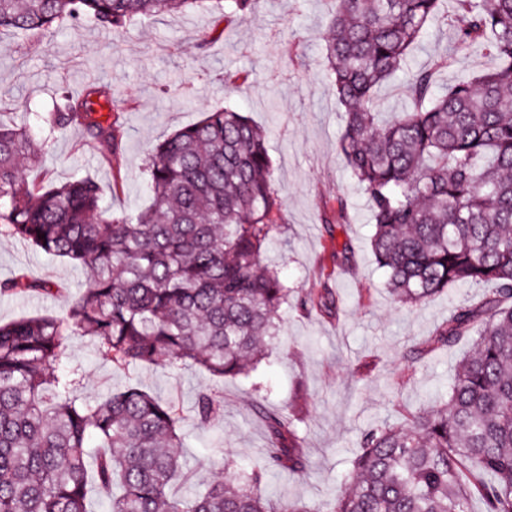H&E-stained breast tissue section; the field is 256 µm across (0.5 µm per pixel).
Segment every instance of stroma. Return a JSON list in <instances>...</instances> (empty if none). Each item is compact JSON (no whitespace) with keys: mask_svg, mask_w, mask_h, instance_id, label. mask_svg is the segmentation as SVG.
<instances>
[{"mask_svg":"<svg viewBox=\"0 0 512 512\" xmlns=\"http://www.w3.org/2000/svg\"><path fill=\"white\" fill-rule=\"evenodd\" d=\"M334 0H257L251 16L225 23L218 8L159 15L125 29L93 21L62 23L40 37L0 31V113L39 134L38 113L59 87L83 94L90 80L112 87L123 110L118 169H111L96 142L77 127L55 134L49 148L22 173L26 185L62 183L91 176L112 210L141 208L149 193L142 169L168 135L230 105L265 129L284 222L266 245L267 265L278 269L298 295L332 289L336 307L282 308L279 334L251 378L216 380L190 364L118 370L88 336L73 339L86 370L88 396L135 385L183 416L180 453L189 473L178 495L204 490L224 477V456L234 469L261 466L268 432L258 407L287 413L298 426L308 458L304 472H269L262 491L277 504H305L327 512L348 488L364 430L381 423L402 426L432 395L445 394L469 340L421 355L423 341L457 306L477 302L485 287L461 286L419 308L397 303L371 250L373 227L366 199L336 151L343 109L324 76V36ZM452 28L430 23L404 69L377 92L379 111H406L412 72L451 53L441 85L489 68L479 51H453ZM122 184H114V173ZM348 221H337L340 201ZM24 274L48 279L65 297L78 298L86 269L0 235V282ZM57 299L39 294L0 295V321L57 313ZM224 396V414L198 425V393Z\"/></svg>","mask_w":512,"mask_h":512,"instance_id":"stroma-1","label":"stroma"}]
</instances>
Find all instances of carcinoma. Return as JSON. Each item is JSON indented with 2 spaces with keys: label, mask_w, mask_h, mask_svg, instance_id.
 Masks as SVG:
<instances>
[{
  "label": "carcinoma",
  "mask_w": 512,
  "mask_h": 512,
  "mask_svg": "<svg viewBox=\"0 0 512 512\" xmlns=\"http://www.w3.org/2000/svg\"><path fill=\"white\" fill-rule=\"evenodd\" d=\"M204 2L0 0V29L34 35L84 18L121 29ZM445 2L335 0L325 52L345 112L337 152L366 197L372 251L397 302L418 307L453 285L495 288L480 305L457 307L429 340L473 344L447 396L403 428L365 430L353 485L330 512H472L475 498L483 512H512V0H452L450 11ZM253 4L224 0V21ZM435 20L453 27L457 48L487 50L493 66L446 88L438 74L448 59L420 68L408 85L412 110L382 120L377 90ZM39 120L51 135L81 128L117 159L121 124L107 86L82 97L62 87ZM46 147L0 117V233L90 279L64 315L0 324V512H89L93 489L109 512H315L265 498L259 468L175 497L184 475L178 407L133 385L86 398L69 343L92 337L119 370L188 361L216 379L256 371L293 293L263 266L283 223L264 129L226 106L164 139L146 163L151 202L135 213L103 206L87 176L24 186L21 161ZM27 293L61 289L25 275L0 282V294ZM222 410L218 396L199 395L201 423ZM264 419V468L304 471L294 420L274 411Z\"/></svg>",
  "instance_id": "obj_1"
}]
</instances>
